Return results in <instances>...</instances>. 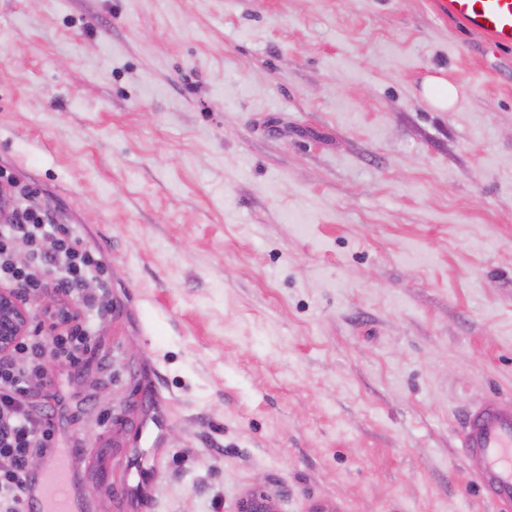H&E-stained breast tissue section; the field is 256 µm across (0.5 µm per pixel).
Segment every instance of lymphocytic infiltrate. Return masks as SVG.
<instances>
[{
	"label": "lymphocytic infiltrate",
	"instance_id": "lymphocytic-infiltrate-1",
	"mask_svg": "<svg viewBox=\"0 0 512 512\" xmlns=\"http://www.w3.org/2000/svg\"><path fill=\"white\" fill-rule=\"evenodd\" d=\"M28 187L0 169V286L39 291L40 273L53 274L58 289L77 293L80 307L59 302L40 311V321L11 353L0 357V512H24L22 492L32 473L33 457L46 456L59 444L54 413L69 408L67 395L47 357L70 374H80L95 339L93 320L104 306L101 297L86 293L100 263L83 238L69 228L50 223L46 213L31 205ZM40 381L49 413L33 415L26 396L31 381Z\"/></svg>",
	"mask_w": 512,
	"mask_h": 512
}]
</instances>
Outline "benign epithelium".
<instances>
[{
  "instance_id": "benign-epithelium-1",
  "label": "benign epithelium",
  "mask_w": 512,
  "mask_h": 512,
  "mask_svg": "<svg viewBox=\"0 0 512 512\" xmlns=\"http://www.w3.org/2000/svg\"><path fill=\"white\" fill-rule=\"evenodd\" d=\"M57 306L54 296L42 292L22 295L12 287L0 286V357L10 353L13 345L27 335L31 325V310L52 309ZM237 512H278L276 500L255 492L244 495Z\"/></svg>"
}]
</instances>
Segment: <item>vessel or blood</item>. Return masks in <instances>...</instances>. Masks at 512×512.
Wrapping results in <instances>:
<instances>
[{"mask_svg": "<svg viewBox=\"0 0 512 512\" xmlns=\"http://www.w3.org/2000/svg\"><path fill=\"white\" fill-rule=\"evenodd\" d=\"M435 14L512 48V0H431ZM462 454L479 461L473 482L493 512H512V407L487 401L469 411L460 435ZM85 454L70 448L48 457L24 491L27 512H81L79 474Z\"/></svg>", "mask_w": 512, "mask_h": 512, "instance_id": "vessel-or-blood-1", "label": "vessel or blood"}]
</instances>
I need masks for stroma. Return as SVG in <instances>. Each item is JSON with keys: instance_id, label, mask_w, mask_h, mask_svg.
Masks as SVG:
<instances>
[{"instance_id": "35a3bbf8", "label": "stroma", "mask_w": 512, "mask_h": 512, "mask_svg": "<svg viewBox=\"0 0 512 512\" xmlns=\"http://www.w3.org/2000/svg\"><path fill=\"white\" fill-rule=\"evenodd\" d=\"M0 167L102 261L92 512H490L512 49L430 0H0ZM424 93L429 102L440 110L450 109L456 100V88L441 77H429ZM462 454L480 462L473 483L493 512L512 510V406L489 400L473 408L460 435ZM237 512H278V508L272 496L255 492L246 494L239 500Z\"/></svg>"}]
</instances>
